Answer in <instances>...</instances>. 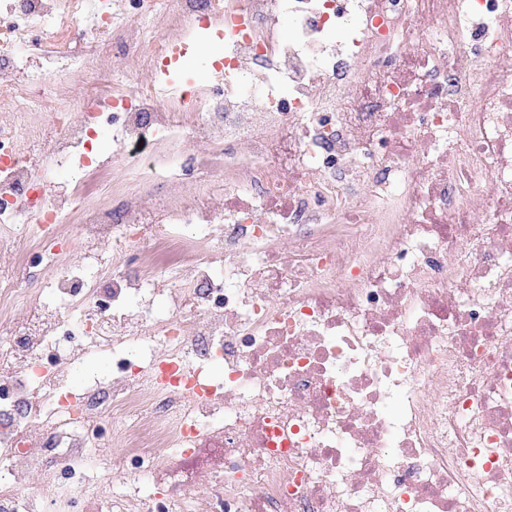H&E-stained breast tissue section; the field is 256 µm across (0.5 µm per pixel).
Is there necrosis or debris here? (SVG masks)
Instances as JSON below:
<instances>
[{
	"mask_svg": "<svg viewBox=\"0 0 512 512\" xmlns=\"http://www.w3.org/2000/svg\"><path fill=\"white\" fill-rule=\"evenodd\" d=\"M127 2L0 12V226L33 239L0 237V512H43L25 468L67 512H512V0ZM172 14L224 54L165 97ZM129 56L149 79L83 91ZM102 135L127 193L66 223L42 186ZM124 443L118 435L106 437L99 447L95 448V455L101 460V465L94 473L95 480L103 487L112 486L113 468L124 453ZM19 488L22 491L36 492L42 499L46 512H56L60 490L57 485L47 480L41 470H28L21 476Z\"/></svg>",
	"mask_w": 512,
	"mask_h": 512,
	"instance_id": "4bbe7bcc",
	"label": "necrosis or debris"
}]
</instances>
